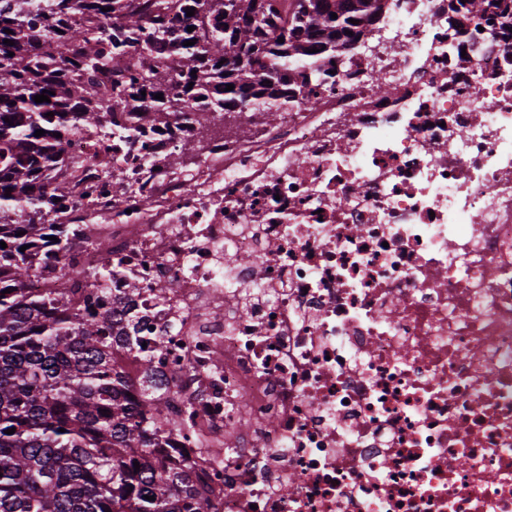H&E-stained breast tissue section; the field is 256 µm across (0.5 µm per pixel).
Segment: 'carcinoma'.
<instances>
[{
    "mask_svg": "<svg viewBox=\"0 0 512 512\" xmlns=\"http://www.w3.org/2000/svg\"><path fill=\"white\" fill-rule=\"evenodd\" d=\"M190 7L195 30L171 28L169 13ZM382 10L379 0H0V512L211 509L207 478L158 446L169 406L128 396L124 362L151 372L133 337L111 336L107 318L64 294L26 288L34 267L20 248L39 234L34 217L79 193L66 140L102 129L132 142L118 105L158 120L199 98V124L231 112L245 133L248 113L275 120L299 103L319 79L314 64L372 32ZM474 10L511 19L512 0H448V28ZM41 94L49 101L35 102ZM76 228L55 232L57 255Z\"/></svg>",
    "mask_w": 512,
    "mask_h": 512,
    "instance_id": "1",
    "label": "carcinoma"
}]
</instances>
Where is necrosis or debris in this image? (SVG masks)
I'll return each instance as SVG.
<instances>
[{
	"label": "necrosis or debris",
	"instance_id": "4bbe7bcc",
	"mask_svg": "<svg viewBox=\"0 0 512 512\" xmlns=\"http://www.w3.org/2000/svg\"><path fill=\"white\" fill-rule=\"evenodd\" d=\"M333 70L247 134L72 135L81 238L30 285L139 318L161 445L219 512H512V31L387 0Z\"/></svg>",
	"mask_w": 512,
	"mask_h": 512
}]
</instances>
